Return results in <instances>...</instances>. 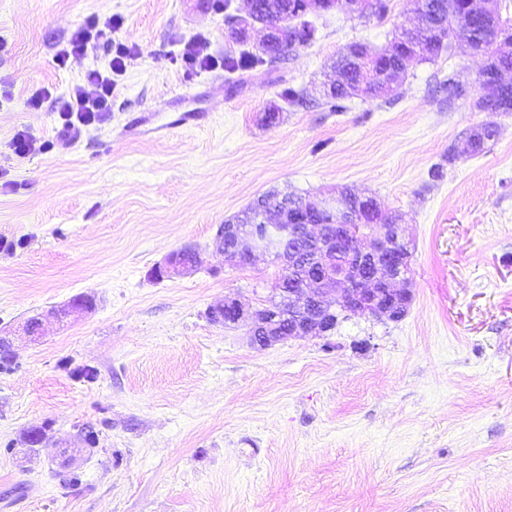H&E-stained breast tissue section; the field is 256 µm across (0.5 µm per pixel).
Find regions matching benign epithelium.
Listing matches in <instances>:
<instances>
[{"mask_svg":"<svg viewBox=\"0 0 512 512\" xmlns=\"http://www.w3.org/2000/svg\"><path fill=\"white\" fill-rule=\"evenodd\" d=\"M253 11L254 6L247 4L244 24L264 31L258 48L272 57L276 40L271 33L277 27L255 18ZM307 210L328 219L294 224L288 218V207L281 205L263 215L266 233L262 236L253 225L241 229L224 224L217 232L230 264H247L260 252L270 257L283 273L298 258L289 244L308 241L314 246L309 278L288 288L284 287L283 279H278L269 306L248 310L237 299L228 298L210 310L213 320L219 323L245 324L250 343L256 347L326 333L335 327L339 311L367 314L379 320L394 319L400 307L411 301L410 289L396 287L399 281L410 283V252L403 225L357 224L333 198L320 207L309 204ZM200 263L195 250L183 248L172 253L164 265L155 269L154 275L158 279L169 278ZM94 305V298L84 295L51 310L50 315L64 321L93 309Z\"/></svg>","mask_w":512,"mask_h":512,"instance_id":"obj_1","label":"benign epithelium"}]
</instances>
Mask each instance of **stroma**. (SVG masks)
I'll use <instances>...</instances> for the list:
<instances>
[{"label":"stroma","instance_id":"obj_1","mask_svg":"<svg viewBox=\"0 0 512 512\" xmlns=\"http://www.w3.org/2000/svg\"><path fill=\"white\" fill-rule=\"evenodd\" d=\"M203 2L0 0V512H512V113L468 153L491 118L475 106L482 58L453 43L396 95L332 112L319 89L333 62L353 41L385 48L415 0L381 19L339 5L313 16L310 45L232 75L239 47ZM92 15L111 33L65 58ZM115 41L130 55L113 74ZM195 43L216 66L184 67ZM92 70L111 74L112 110L58 140L59 105ZM448 74L471 92L450 107L435 89ZM289 86L303 106L283 103ZM19 132L35 145L22 158ZM344 186L407 228L406 315L265 349L211 321L228 297L265 305L280 274L261 255L230 265L219 225L273 189L318 205ZM186 246L201 265L156 279ZM86 294L93 311L51 316ZM497 134L498 126L493 121L486 122L475 131L473 130L469 136L470 153L476 155L483 152L488 142L494 140Z\"/></svg>","mask_w":512,"mask_h":512}]
</instances>
